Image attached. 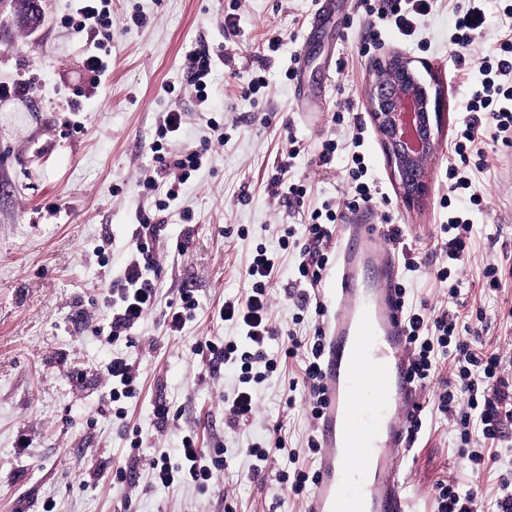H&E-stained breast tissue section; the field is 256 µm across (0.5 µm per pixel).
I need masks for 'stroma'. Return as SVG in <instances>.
Masks as SVG:
<instances>
[{"instance_id":"obj_1","label":"stroma","mask_w":512,"mask_h":512,"mask_svg":"<svg viewBox=\"0 0 512 512\" xmlns=\"http://www.w3.org/2000/svg\"><path fill=\"white\" fill-rule=\"evenodd\" d=\"M332 2L322 18L319 0H112L111 74L96 89L83 68L91 44L68 22L74 0H39L44 22L38 28H0V83L23 80L29 87L28 94L0 100V512H44L50 501L54 512H276L283 471L316 470L317 458L305 446L309 420L292 389L303 378V364L285 356L287 337L269 342L278 367L257 385L248 421L236 426L224 416V398L238 385L237 368L202 360L193 347L214 336L241 341L240 329L222 321L218 311L225 297L245 296L244 270L262 248L278 261L268 285L273 325L312 332V317H301L286 296L298 249H281L278 239L285 228L300 224L303 206L339 201L346 190L351 129L336 122L337 113L357 117L368 173L384 192L368 211L369 222L388 216L403 225L422 259L419 270L404 278L407 300L447 303L448 286L431 268L437 226L446 219L440 199L448 193L449 149L475 89L472 64L511 32L505 2L483 0L485 36L459 70L448 57L454 29L447 0H439L411 39L366 14L362 0ZM231 6L233 32L224 28ZM137 12L145 15L143 24L132 22ZM373 30L381 34L379 44L360 53ZM275 33L283 45L270 61H261L262 45ZM201 43L224 54L203 104L182 67L185 53ZM394 50L411 56L418 70L432 68L443 93L430 188L415 204L401 198L367 106L375 63ZM302 51L306 70L300 80L288 79V64ZM257 71L267 86L254 101L243 89ZM75 97L82 104L78 112L69 109ZM173 109L187 115L179 142L209 136L199 117L203 111L223 122L226 133L169 208L156 250L164 299L185 289L199 306L178 336L167 334L163 312L155 310L134 329L139 346L129 349L106 343L94 329L100 300L133 231L159 219L140 183L154 168L151 144L161 115ZM292 136L306 146L291 168L307 187L300 203L270 188ZM326 139L339 148L322 166L317 154ZM511 160L512 144H499L483 170L469 172L482 203L468 208L478 232L459 275L474 307L485 302V267L512 257ZM185 211L191 221H183ZM186 233L191 243L177 254L175 244ZM498 302L501 310L492 315L482 342L506 352L512 350V317L506 315L512 310V275L503 280ZM117 352L139 363L141 372L139 398L121 420L112 417L99 370ZM430 398L426 390L415 394L422 429L402 461L415 512H436L432 488L446 480L478 481L484 497L494 498L501 476L512 472V450L499 449L498 462L474 475L452 446L450 422L432 415ZM159 404L169 410L162 427L153 414ZM276 425L296 457L290 461L270 451L262 476L250 478L248 450ZM136 429L150 435L139 449L131 446ZM188 430L208 456L225 462L212 488H150V459L176 455ZM131 457L136 465L117 479L115 466Z\"/></svg>"}]
</instances>
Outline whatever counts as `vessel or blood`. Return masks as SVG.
<instances>
[{
    "label": "vessel or blood",
    "mask_w": 512,
    "mask_h": 512,
    "mask_svg": "<svg viewBox=\"0 0 512 512\" xmlns=\"http://www.w3.org/2000/svg\"><path fill=\"white\" fill-rule=\"evenodd\" d=\"M383 227L339 225L322 359L321 453L306 512H413L398 462L408 446L414 387L399 262Z\"/></svg>",
    "instance_id": "1"
}]
</instances>
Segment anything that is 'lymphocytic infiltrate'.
<instances>
[{
    "label": "lymphocytic infiltrate",
    "mask_w": 512,
    "mask_h": 512,
    "mask_svg": "<svg viewBox=\"0 0 512 512\" xmlns=\"http://www.w3.org/2000/svg\"><path fill=\"white\" fill-rule=\"evenodd\" d=\"M77 28L86 31L88 40L112 39L110 0H77ZM436 0H371L368 13L378 15L404 37H412L421 17L428 15ZM484 13L479 0H468L467 6L454 10L455 33L450 53L456 64H464L472 45L484 30ZM479 85L465 106L461 129L453 144L452 152L458 156L457 165L448 170V196L441 206L447 209L448 218L439 226L436 249L440 258L434 271L437 280L448 283L449 307L427 304L405 305L407 343L411 358V374L416 387H433L443 362H452L454 378L441 387H433L432 409L456 419L454 436L460 448L465 449L473 473H481L497 463L494 455H485L484 446L512 447V356L496 351H479L475 345L488 328L486 312L477 309L474 318L458 323L453 307L464 304V288L454 273L463 266L471 248L473 226L458 208L460 200L479 204L478 196L469 189L472 181L459 170L468 164L470 156H483L486 146L498 143L512 144V37L501 40L496 52L478 61ZM185 122L182 112L171 110L163 113L157 128V138L151 146L156 163L154 173L143 181L146 192L156 195L159 210L169 208L180 195V187L199 170L208 142L199 145H182L172 149L168 139L175 135ZM364 138L353 132L348 145L353 166L349 172L356 185L352 194L346 195L344 209L357 210L375 204L380 189L368 179V170L361 152ZM341 210L323 205L308 211L299 230H287V237H301L303 244L298 252L295 279L287 289L301 311H314L325 317L326 308L319 295V287L330 268L329 251L342 218ZM165 222L141 224L132 234L128 254L123 265L109 283L102 307L104 317L95 332L105 335L109 342H124L132 348L136 340L132 334L135 326L151 314L158 305H165L164 324L168 335H181L192 318L199 302L191 293L181 292L178 299L162 302L160 289L153 273L156 269L155 248L165 230ZM276 273L274 257L258 251L244 272L249 285L245 296L226 298L219 310L222 321L244 327L250 345L239 349L235 342L207 339L197 343L195 354L238 365L240 385L231 398L225 399L224 409L231 424L248 420L255 403V383L261 382L265 373L273 372L274 359L266 352L268 341L274 340L278 330L269 317L270 301L267 286ZM325 329L316 325L312 334H288L287 356L301 358L303 362L302 399L311 420H318L323 403L321 360L324 351ZM112 402L134 399L139 395L140 372L128 357H112L103 367ZM221 460L202 454L197 448L194 432H185L180 441L177 459L160 454L150 463L151 484L155 487L174 488L192 484L207 490ZM433 497L438 512H512V478L502 479L499 494L492 508H485L479 485L462 488L448 482L437 483Z\"/></svg>",
    "instance_id": "lymphocytic-infiltrate-1"
}]
</instances>
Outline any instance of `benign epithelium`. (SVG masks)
<instances>
[{"mask_svg":"<svg viewBox=\"0 0 512 512\" xmlns=\"http://www.w3.org/2000/svg\"><path fill=\"white\" fill-rule=\"evenodd\" d=\"M438 103L434 83H425L414 70L412 58L404 53H388L369 85V113L406 198L426 191L418 175L433 156Z\"/></svg>","mask_w":512,"mask_h":512,"instance_id":"1","label":"benign epithelium"}]
</instances>
